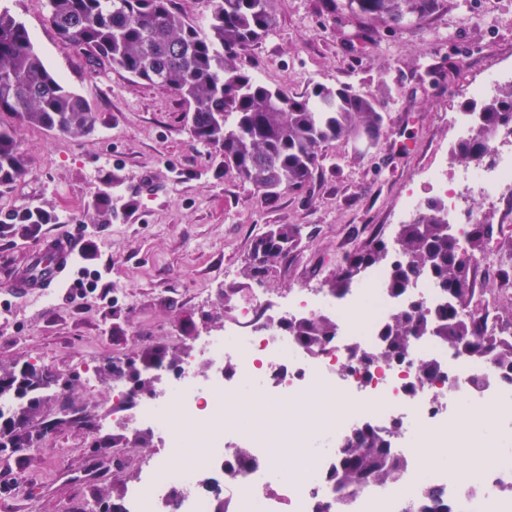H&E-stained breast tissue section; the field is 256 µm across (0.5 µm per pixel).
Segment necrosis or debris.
Instances as JSON below:
<instances>
[{"label":"necrosis or debris","instance_id":"4bbe7bcc","mask_svg":"<svg viewBox=\"0 0 512 512\" xmlns=\"http://www.w3.org/2000/svg\"><path fill=\"white\" fill-rule=\"evenodd\" d=\"M487 149L489 163L427 174L460 239L473 220L465 194L494 198L512 189V128L493 135ZM384 281V271H375L366 286L340 299L304 288L278 302L253 295L223 333L199 337L179 348L175 365L155 367L157 391L135 395L126 380L114 379L105 423L149 432L158 443L135 463L125 512H317L323 504L337 512L341 494L330 478L336 456L312 457L309 448L363 425L385 431L396 422L403 473L394 483L357 493L347 512H420L427 484L444 488L461 512H512V498L500 495L512 485V455L500 440L503 424L512 425V385L501 381L491 361L460 357L431 336L416 340L401 361L362 362L360 351L379 347L383 322L405 305L387 294ZM317 315L338 325L335 342L320 350H307L280 326ZM424 358L442 364V380L418 379L416 365ZM252 384L276 423L270 433H257L245 418L232 428L224 422L228 400H239ZM314 391L322 410L311 420L299 407ZM340 399L350 401L348 411L337 412ZM489 403L509 414L486 420L495 456L484 462L479 479L459 483L431 471L429 449L447 447L450 432L481 418ZM239 448L247 449L246 458L236 456ZM282 448L301 468L275 476L271 467Z\"/></svg>","mask_w":512,"mask_h":512}]
</instances>
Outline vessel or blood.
Wrapping results in <instances>:
<instances>
[{
  "instance_id": "vessel-or-blood-1",
  "label": "vessel or blood",
  "mask_w": 512,
  "mask_h": 512,
  "mask_svg": "<svg viewBox=\"0 0 512 512\" xmlns=\"http://www.w3.org/2000/svg\"><path fill=\"white\" fill-rule=\"evenodd\" d=\"M79 247V238L50 237L47 245L32 259L34 272L12 278L11 287L20 291L33 289L40 293L49 292L64 278Z\"/></svg>"
}]
</instances>
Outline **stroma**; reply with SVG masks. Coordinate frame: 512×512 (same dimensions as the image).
<instances>
[{"instance_id": "1", "label": "stroma", "mask_w": 512, "mask_h": 512, "mask_svg": "<svg viewBox=\"0 0 512 512\" xmlns=\"http://www.w3.org/2000/svg\"><path fill=\"white\" fill-rule=\"evenodd\" d=\"M4 7L25 24L47 68L90 102L98 122L71 138L0 116L26 161L22 179L0 185V218L27 205L59 218L33 237L0 231V369L29 363L58 380L42 395L27 444L11 453V469L0 470V512H87L126 493L122 460L94 488L78 481L113 443L111 431L97 427L110 397L109 367L132 358L143 370L170 360L200 334L220 333L252 290H326L345 256L375 238L395 240L406 194L434 200L428 170L459 167L440 113L467 109L465 88L486 70L512 64V0H438L421 24L381 27L355 44L348 40L354 21L328 13L323 0H277L274 30L238 66L292 96L316 84L352 86L383 100L387 126L372 148L324 145L326 167L310 188L271 203L193 140L179 97L63 48L47 0H0ZM110 174L119 182L103 222L91 202ZM469 208L493 228L486 259L469 265L470 282L478 291L494 283L493 309L512 315V282L498 280L501 262L512 256V222L503 217L512 198L495 206L476 196ZM274 224L300 225L302 242L262 282L249 280L253 243ZM75 232L83 247L57 288L10 293L11 278L47 235ZM86 270L98 280L80 296L75 283ZM76 408L91 428L63 419Z\"/></svg>"}]
</instances>
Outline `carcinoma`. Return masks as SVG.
<instances>
[{"label": "carcinoma", "instance_id": "1", "mask_svg": "<svg viewBox=\"0 0 512 512\" xmlns=\"http://www.w3.org/2000/svg\"><path fill=\"white\" fill-rule=\"evenodd\" d=\"M174 0H48L49 21L61 45L87 54L94 66L116 67L129 76L163 87L186 107L192 138L219 152L224 167L272 202L283 190L303 191L323 172L322 147L344 145L363 137L380 141L385 115L379 102L346 86L315 85L301 96H290L240 69L239 52L267 36L276 25L275 0H209L205 28L192 24L173 6ZM438 0H345L343 9L360 20L355 37L367 39L366 22L402 28L424 21ZM9 113L20 122L78 137L92 131L98 121L89 101L70 90L53 74L35 49L25 24L6 8L0 9V115ZM512 124V85L499 89L479 112L473 134L456 145L464 163L486 155V140L498 128ZM25 175L19 145L11 129L0 123V184ZM111 180L93 203L97 216H108ZM56 216L37 207H20L6 218L25 235L53 224ZM301 236L297 224H275L261 234L246 267V276L260 281L271 264L288 256ZM492 240L489 224H472L468 242L483 251ZM398 254L389 255L385 241L377 239L364 252L344 258L328 292L344 297L352 283L373 267L387 269V290L399 297L427 275L448 296L449 303L430 313L417 304L393 312L381 331L380 349L363 355L366 361H400L420 337L432 335L442 343L463 344L464 357L491 359L503 382L512 385V335L487 330L486 318L474 312L465 318L459 309L473 306L475 297L468 276V259L460 254L439 203L400 226ZM307 349L322 348L337 333L336 322L325 315L280 323ZM422 381L441 376V365L422 359L416 367ZM47 378L28 379L27 400L10 412L11 418L30 423L40 403L39 389ZM396 425L385 432L355 429L336 448L338 462L332 475L344 493H356L372 484L399 479L404 460L392 441ZM428 512H455L447 492L433 485L422 489Z\"/></svg>", "mask_w": 512, "mask_h": 512}]
</instances>
